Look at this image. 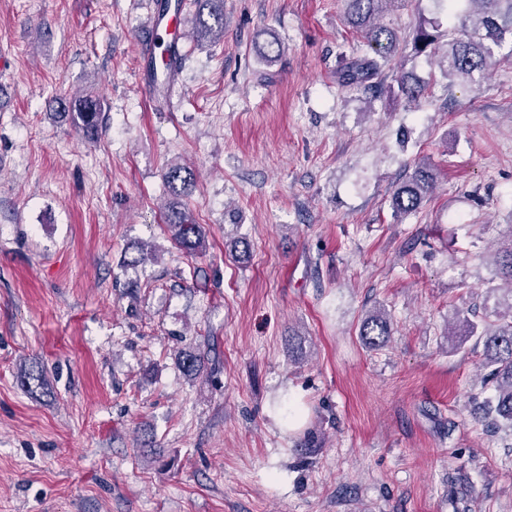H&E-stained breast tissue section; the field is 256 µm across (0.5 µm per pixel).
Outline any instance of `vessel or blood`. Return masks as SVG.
<instances>
[{
	"instance_id": "b4317fda",
	"label": "vessel or blood",
	"mask_w": 512,
	"mask_h": 512,
	"mask_svg": "<svg viewBox=\"0 0 512 512\" xmlns=\"http://www.w3.org/2000/svg\"><path fill=\"white\" fill-rule=\"evenodd\" d=\"M182 12L174 8L167 14H160L158 8H151L145 28V52L139 55L138 71L141 75V88L146 97L158 94L161 82L171 80L170 72L157 67V49H167L171 52H180L184 44Z\"/></svg>"
}]
</instances>
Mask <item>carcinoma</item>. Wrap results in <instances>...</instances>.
I'll return each instance as SVG.
<instances>
[{"label": "carcinoma", "mask_w": 512, "mask_h": 512, "mask_svg": "<svg viewBox=\"0 0 512 512\" xmlns=\"http://www.w3.org/2000/svg\"><path fill=\"white\" fill-rule=\"evenodd\" d=\"M197 10L192 19L193 34L199 41H219L224 38V0H196ZM401 4V0H344V19L349 26L361 33L366 46L374 53L344 61L338 79L346 87L362 86L378 77L391 61L398 47V38L392 27L380 22L387 11ZM448 19L456 23L441 33L437 27L421 22L406 45L414 55L429 53L439 57L444 74L450 80L469 82L474 75L492 68L496 63L494 48L501 45L505 36L512 35V0H448ZM396 85L388 86L389 93L420 104L423 88L410 73L395 77ZM59 106L71 113L72 122L85 136H97L100 103L87 97L75 104L62 99ZM167 188L175 197H185L192 192L195 175L182 164L169 165L164 172ZM435 173L431 164L420 161L404 180L394 187L390 205L393 214L402 218L415 214L432 193ZM165 223L173 229V239L188 254L205 248L201 226L193 223L184 209L171 206L164 214ZM497 274L506 284L502 289L506 311L497 313L498 323L479 324L464 312L456 313L455 325L448 331V341L460 342L476 338L483 345L482 369L484 379L494 385L493 397L482 408L484 418L498 428L506 425L512 429V239L504 246L496 260ZM392 334L388 315L379 310L368 314L360 327L365 346L379 349L386 345ZM26 389L34 393L47 386L41 366L25 374Z\"/></svg>", "instance_id": "carcinoma-1"}]
</instances>
